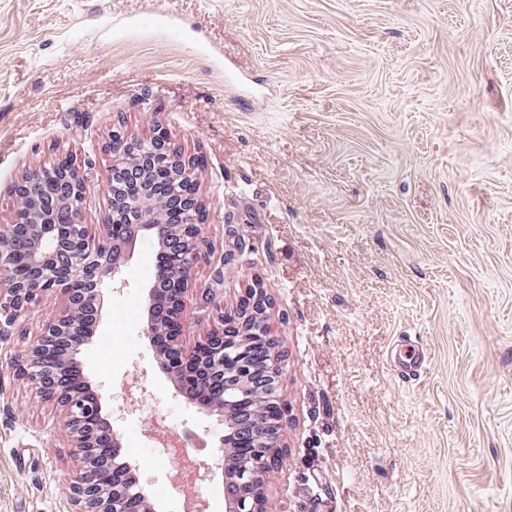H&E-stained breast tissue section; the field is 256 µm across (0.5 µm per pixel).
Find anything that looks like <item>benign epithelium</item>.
Masks as SVG:
<instances>
[{
	"label": "benign epithelium",
	"mask_w": 512,
	"mask_h": 512,
	"mask_svg": "<svg viewBox=\"0 0 512 512\" xmlns=\"http://www.w3.org/2000/svg\"><path fill=\"white\" fill-rule=\"evenodd\" d=\"M141 143L135 135L112 134L109 179L121 170L143 169ZM151 147L169 156V174L193 181V172L180 153L171 147L166 131L157 127L148 140ZM45 178L28 175L11 195L30 215L29 224H9L5 234L27 240V256L19 259L6 243L0 245V335L20 324L43 297L56 290L64 294L57 316L45 331L27 343L26 359L18 365L19 377L44 404L62 408L66 426L74 437L78 475L72 485L77 512H156L143 490L137 467L125 457L117 412L103 393L102 384L90 375L75 391L62 386L63 379L79 369L86 347L100 325L103 310L96 302L120 293L126 287L122 267L144 241L174 240L178 255L169 262L166 287L152 282L143 289L145 319L138 332L144 336L159 370L170 378L174 393L206 417L224 425L218 438L220 463L211 467L189 458L180 463L175 476L197 479L200 471H221L225 487L239 485L240 495L224 499L225 512H265V475L276 464L281 448L282 413L278 405L281 367L267 324L271 302L266 285L254 282L247 295L252 306H239L224 314V272L217 273L204 296L208 316L219 320L213 330L189 348L181 341L185 294L191 270L209 260L207 241L201 235L197 202L188 206L184 222H163L161 202L144 194L127 207V223H113L107 213L103 225L107 238L93 244L81 210L87 191V173L74 166L75 177L64 178L55 168L44 169ZM96 317H89L92 310ZM188 359L204 373L201 388L190 393L180 382L174 363ZM252 414V451L237 448L233 416L236 407Z\"/></svg>",
	"instance_id": "7a95c632"
}]
</instances>
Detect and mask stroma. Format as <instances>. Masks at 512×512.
I'll use <instances>...</instances> for the list:
<instances>
[{"mask_svg":"<svg viewBox=\"0 0 512 512\" xmlns=\"http://www.w3.org/2000/svg\"><path fill=\"white\" fill-rule=\"evenodd\" d=\"M164 128L193 162L210 244L189 282L185 343L215 269L224 307L268 285L281 458L265 512H512V0H0V202L75 156L110 205L112 133ZM157 246L126 264L99 335L131 336ZM62 304L0 338V512H74L71 436L16 359ZM419 346L404 379L390 350ZM132 417L215 420L174 396L144 338ZM158 512H183L175 461L133 459Z\"/></svg>","mask_w":512,"mask_h":512,"instance_id":"35a3bbf8","label":"stroma"}]
</instances>
